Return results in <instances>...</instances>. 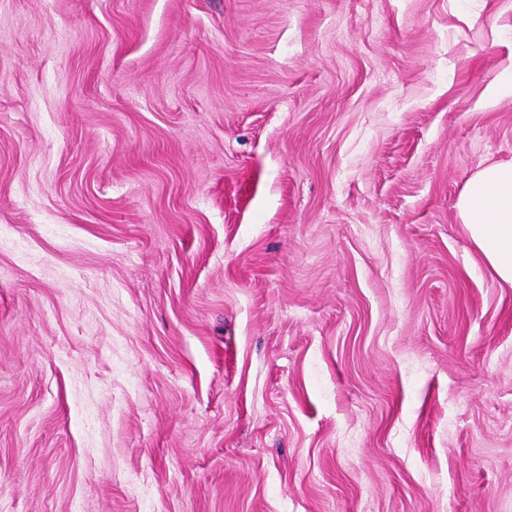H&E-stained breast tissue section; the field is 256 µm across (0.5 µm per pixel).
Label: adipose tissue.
Segmentation results:
<instances>
[{"mask_svg": "<svg viewBox=\"0 0 512 512\" xmlns=\"http://www.w3.org/2000/svg\"><path fill=\"white\" fill-rule=\"evenodd\" d=\"M457 208L470 245L512 286V161L480 168L465 183Z\"/></svg>", "mask_w": 512, "mask_h": 512, "instance_id": "adipose-tissue-1", "label": "adipose tissue"}]
</instances>
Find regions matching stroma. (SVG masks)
Listing matches in <instances>:
<instances>
[{"label": "stroma", "mask_w": 512, "mask_h": 512, "mask_svg": "<svg viewBox=\"0 0 512 512\" xmlns=\"http://www.w3.org/2000/svg\"><path fill=\"white\" fill-rule=\"evenodd\" d=\"M512 0H0V512H512ZM457 208L470 245L512 286V161L480 168L465 183Z\"/></svg>", "instance_id": "1"}]
</instances>
